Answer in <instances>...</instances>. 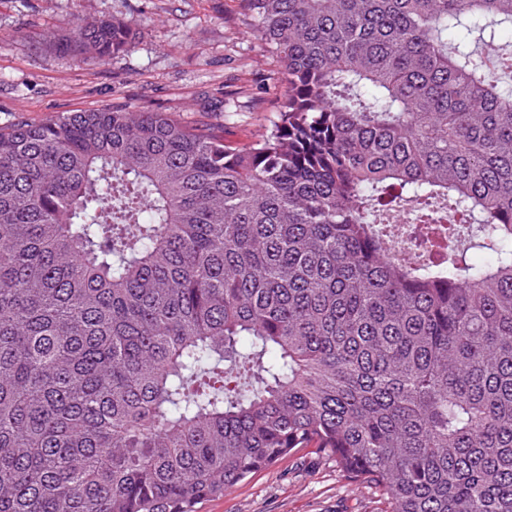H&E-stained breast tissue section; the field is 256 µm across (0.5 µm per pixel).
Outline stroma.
Here are the masks:
<instances>
[{"label": "stroma", "mask_w": 512, "mask_h": 512, "mask_svg": "<svg viewBox=\"0 0 512 512\" xmlns=\"http://www.w3.org/2000/svg\"><path fill=\"white\" fill-rule=\"evenodd\" d=\"M128 22L132 47L79 63L54 46L81 20ZM279 65L241 0H0V126L104 106H147L191 126L218 125L225 145L257 139L276 111ZM380 493L334 459L298 448L204 501L198 512H385Z\"/></svg>", "instance_id": "1"}]
</instances>
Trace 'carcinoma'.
<instances>
[{
  "instance_id": "cac0c4a2",
  "label": "carcinoma",
  "mask_w": 512,
  "mask_h": 512,
  "mask_svg": "<svg viewBox=\"0 0 512 512\" xmlns=\"http://www.w3.org/2000/svg\"><path fill=\"white\" fill-rule=\"evenodd\" d=\"M242 2L282 69L255 141L0 128V512H196L296 448L389 512H512V0ZM435 198L438 263L393 253L374 214Z\"/></svg>"
}]
</instances>
